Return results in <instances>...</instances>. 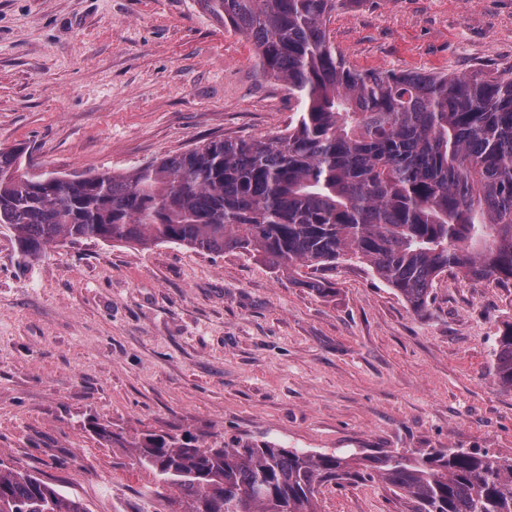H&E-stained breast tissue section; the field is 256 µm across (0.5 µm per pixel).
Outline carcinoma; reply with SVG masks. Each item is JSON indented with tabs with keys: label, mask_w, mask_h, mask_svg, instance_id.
<instances>
[{
	"label": "carcinoma",
	"mask_w": 512,
	"mask_h": 512,
	"mask_svg": "<svg viewBox=\"0 0 512 512\" xmlns=\"http://www.w3.org/2000/svg\"><path fill=\"white\" fill-rule=\"evenodd\" d=\"M253 43L301 106L288 133L216 139L131 172L22 178L0 149V227L31 261L61 239L240 251L294 277L347 256L416 310L442 273L512 284V76L359 71L332 49L338 0H200ZM336 296L325 278L304 282ZM493 372L512 388V324ZM138 462L195 512H319L320 488L381 482L417 512H512V458L432 448L416 456L313 455L189 435L132 442ZM0 512H87L33 474L0 469Z\"/></svg>",
	"instance_id": "1"
}]
</instances>
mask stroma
Segmentation results:
<instances>
[{
  "label": "stroma",
  "instance_id": "1",
  "mask_svg": "<svg viewBox=\"0 0 512 512\" xmlns=\"http://www.w3.org/2000/svg\"><path fill=\"white\" fill-rule=\"evenodd\" d=\"M327 32L358 70L512 73V0H340ZM298 112L199 0H0V147L25 148L23 175L126 172L287 132ZM328 277L324 299L249 256L172 243L62 240L25 264L0 229V466L88 512H185L134 439L512 458V389L493 375L512 286L448 272L418 312L367 263ZM318 499L413 512L378 482Z\"/></svg>",
  "mask_w": 512,
  "mask_h": 512
}]
</instances>
